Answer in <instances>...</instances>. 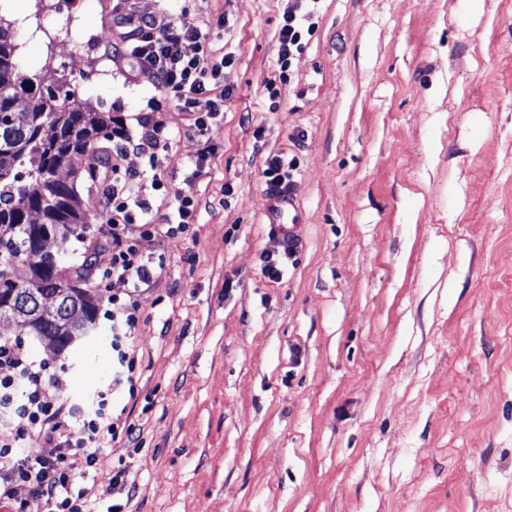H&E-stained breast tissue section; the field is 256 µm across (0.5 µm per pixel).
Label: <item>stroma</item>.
<instances>
[{"label": "stroma", "mask_w": 512, "mask_h": 512, "mask_svg": "<svg viewBox=\"0 0 512 512\" xmlns=\"http://www.w3.org/2000/svg\"><path fill=\"white\" fill-rule=\"evenodd\" d=\"M115 3L0 8L41 16L44 33L13 35L42 85L131 128L166 123V202L197 207L188 232L141 243L161 274L138 298L136 392L112 397L140 436L97 449L101 512H512V0H321L285 82L288 0H136L233 55L192 181L191 116L131 76ZM274 154L298 158L307 213L287 258L260 219ZM105 229L61 246V266L107 264ZM87 286L95 324L65 350L3 317L0 336L23 335L51 390L91 408L127 287Z\"/></svg>", "instance_id": "obj_1"}]
</instances>
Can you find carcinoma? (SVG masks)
Returning <instances> with one entry per match:
<instances>
[{
    "instance_id": "carcinoma-1",
    "label": "carcinoma",
    "mask_w": 512,
    "mask_h": 512,
    "mask_svg": "<svg viewBox=\"0 0 512 512\" xmlns=\"http://www.w3.org/2000/svg\"><path fill=\"white\" fill-rule=\"evenodd\" d=\"M15 51L11 24L0 17V317L64 350L95 323V297L83 287L90 264L62 274L53 255L34 250L29 214L63 244L83 237L98 219L92 201L73 183L52 180L53 170L93 153L100 136L112 137L114 119L84 109L67 83H34L14 69ZM19 262L29 270L22 281L14 278Z\"/></svg>"
}]
</instances>
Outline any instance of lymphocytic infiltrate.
<instances>
[{
    "label": "lymphocytic infiltrate",
    "instance_id": "obj_1",
    "mask_svg": "<svg viewBox=\"0 0 512 512\" xmlns=\"http://www.w3.org/2000/svg\"><path fill=\"white\" fill-rule=\"evenodd\" d=\"M319 0H290L279 30V60L290 66L302 51L304 38L315 30ZM122 29V57L132 75L152 79L156 88L172 96L193 117L192 131L204 145L192 162L200 174L213 153L207 137L212 123L224 109V70L229 55H213L208 41L191 22L180 19L167 24L131 9L118 14ZM173 139L167 125L154 116L138 118L135 129L124 122L112 128V151L88 166L91 176L111 175L112 190L101 201L106 217L111 259L100 268L99 281L117 279L128 287L119 316L112 319V353L116 370L112 387L101 392L95 411H86L52 392L48 367L32 360L20 339L0 338V506L9 512H98L81 481L97 466V448L119 436L134 438L136 427L115 420L110 411L113 391L134 389L135 357L126 339L139 319L137 295L150 285L156 269L145 261L140 244L185 232L196 219L192 196L181 194L174 209L156 213L148 191L168 194L159 154ZM135 151L149 160L154 175L143 183L138 172L121 170L113 157ZM39 441L53 448L52 455L26 453L27 444ZM26 487L28 498L17 496Z\"/></svg>",
    "mask_w": 512,
    "mask_h": 512
}]
</instances>
